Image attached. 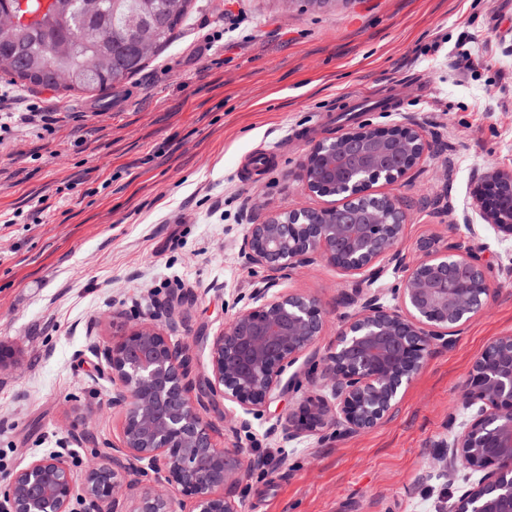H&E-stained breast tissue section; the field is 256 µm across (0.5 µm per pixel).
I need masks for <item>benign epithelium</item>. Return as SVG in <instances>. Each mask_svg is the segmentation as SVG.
<instances>
[{
	"label": "benign epithelium",
	"instance_id": "7a95c632",
	"mask_svg": "<svg viewBox=\"0 0 512 512\" xmlns=\"http://www.w3.org/2000/svg\"><path fill=\"white\" fill-rule=\"evenodd\" d=\"M29 6V0H15L0 23L33 26L53 3ZM429 149L424 131L407 121L389 127L366 122L313 146L296 177L313 194L327 182L341 198L318 209L273 212L250 225L243 256L268 275L212 338L205 384H194L187 348L157 325L124 327L112 341L93 345L109 368L112 407L124 420L121 445L85 471L91 512H177L176 491L188 498L189 512H242L241 502L224 495V487L239 481L237 464L216 446L213 424L200 410L205 397L220 395L247 416L296 387L297 374L287 370L311 361L325 312L315 298L275 287L288 271L317 260L371 285L382 276L383 262L403 276L392 306L376 291L357 290L346 299L356 310L322 359L320 386L281 425L284 438L320 434L332 422L349 432L368 430L394 409L433 349L450 345L455 328L494 293L483 257L457 243L428 242L420 260L406 263L399 244L408 204L392 192H371L378 183L393 187L407 179ZM504 185L512 189L511 170L485 172L474 208L484 223L512 237V207L493 199ZM194 388L200 391L195 398ZM461 405L475 413L448 444L446 464L482 476L449 512H512V336L491 341L475 359ZM145 471L155 480L139 493L133 475ZM73 492L67 456L55 452L19 470L5 498L10 512H70Z\"/></svg>",
	"mask_w": 512,
	"mask_h": 512
}]
</instances>
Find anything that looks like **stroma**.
<instances>
[{
	"instance_id": "35a3bbf8",
	"label": "stroma",
	"mask_w": 512,
	"mask_h": 512,
	"mask_svg": "<svg viewBox=\"0 0 512 512\" xmlns=\"http://www.w3.org/2000/svg\"><path fill=\"white\" fill-rule=\"evenodd\" d=\"M220 34L205 47L204 34ZM473 63L458 65L462 41ZM47 123L0 130V490L33 458L71 451L76 480L111 452L121 415L91 345L156 318L208 372V345L265 277L241 245L274 211L321 206L294 174L318 141L411 118L431 150L395 192L410 201L407 262L427 239L479 249L497 292L438 348L374 428L285 442L301 392L232 432L207 399L215 443L237 461L244 512H448L477 475L442 472L471 418L459 400L475 357L512 336V238L474 219L473 189L512 169V0H196L183 32L102 98L36 89ZM266 163L245 176L256 149ZM327 312L319 353L352 313V280L319 261L280 284ZM91 437L78 441L82 431Z\"/></svg>"
}]
</instances>
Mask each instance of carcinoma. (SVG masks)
Returning <instances> with one entry per match:
<instances>
[{
	"label": "carcinoma",
	"mask_w": 512,
	"mask_h": 512,
	"mask_svg": "<svg viewBox=\"0 0 512 512\" xmlns=\"http://www.w3.org/2000/svg\"><path fill=\"white\" fill-rule=\"evenodd\" d=\"M38 30L11 27L0 37V73L23 87L78 89L105 96L140 71L147 56L125 35L126 5L114 0H55ZM191 0H155L150 21L156 48L174 37Z\"/></svg>",
	"instance_id": "obj_1"
}]
</instances>
